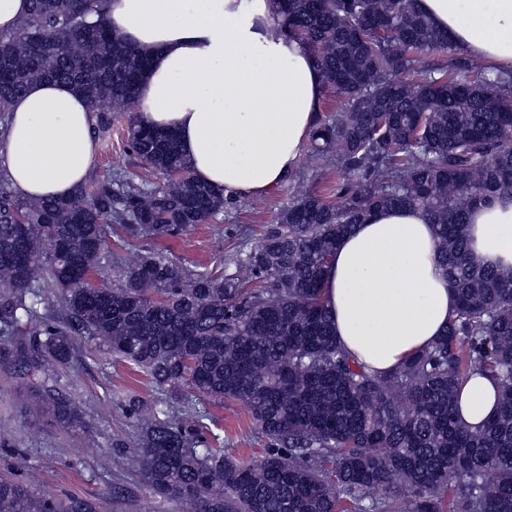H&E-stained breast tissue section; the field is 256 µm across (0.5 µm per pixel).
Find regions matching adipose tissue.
<instances>
[{"label":"adipose tissue","mask_w":512,"mask_h":512,"mask_svg":"<svg viewBox=\"0 0 512 512\" xmlns=\"http://www.w3.org/2000/svg\"><path fill=\"white\" fill-rule=\"evenodd\" d=\"M452 44L512 70V0H418ZM113 32L146 50L139 117L177 133L195 176L225 196L277 190L299 166L325 84L311 47L287 36L277 0H111ZM95 156L91 106L64 82L32 85L13 102L0 170L25 199L68 197ZM470 252L512 265V198L474 208ZM421 211L372 214L337 245L324 281L336 336L376 374L400 368L448 324L455 294ZM498 386L476 374L459 412L470 427L497 410Z\"/></svg>","instance_id":"ef3b65f1"}]
</instances>
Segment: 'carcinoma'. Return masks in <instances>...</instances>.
Instances as JSON below:
<instances>
[{"mask_svg":"<svg viewBox=\"0 0 512 512\" xmlns=\"http://www.w3.org/2000/svg\"><path fill=\"white\" fill-rule=\"evenodd\" d=\"M29 2L24 36L0 32V121L32 84L66 82L93 107L130 113L128 152L165 176L136 186L118 159L112 176L70 197L32 200L0 176V335L30 337L29 413L85 425L41 378L38 354L68 363L98 340L163 395L129 401L136 456L154 493L189 512H512V266L474 263L468 234L475 206L512 196V71L455 57L417 0H279L339 102L309 140V158L336 166V184L294 196L257 244L242 245L233 262L250 270L246 282L186 273L146 244L109 288L93 272L112 236L176 237L238 200L195 177L173 131L140 120L148 58L109 29L106 0ZM432 53L452 59L424 64ZM395 208L435 226L457 305L435 342L377 375L338 344L322 282L339 241ZM48 291L63 317L43 312ZM475 374L495 378L500 396L471 430L458 398ZM225 399L268 439L260 463L225 456L203 432L204 402ZM99 509L0 477V512Z\"/></svg>","mask_w":512,"mask_h":512,"instance_id":"cac0c4a2","label":"carcinoma"}]
</instances>
